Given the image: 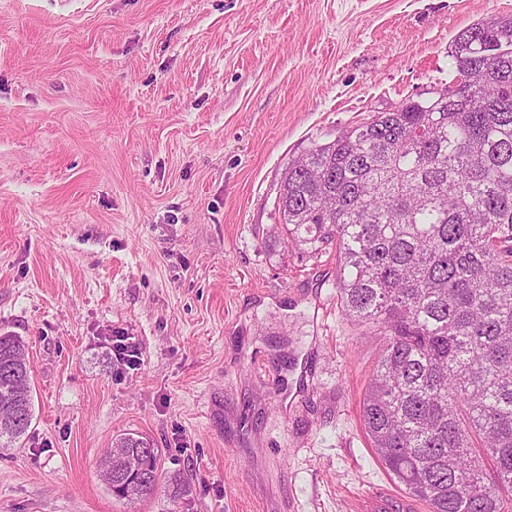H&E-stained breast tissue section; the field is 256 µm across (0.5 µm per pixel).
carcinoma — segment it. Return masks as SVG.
<instances>
[{
	"mask_svg": "<svg viewBox=\"0 0 512 512\" xmlns=\"http://www.w3.org/2000/svg\"><path fill=\"white\" fill-rule=\"evenodd\" d=\"M462 82L315 143L288 167L278 211L296 248H336L344 314L376 328L362 425L390 477L431 512H512V16L452 45ZM26 343L0 335V452L31 425ZM159 451L114 439L103 477Z\"/></svg>",
	"mask_w": 512,
	"mask_h": 512,
	"instance_id": "1",
	"label": "carcinoma"
}]
</instances>
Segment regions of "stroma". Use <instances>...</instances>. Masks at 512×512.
I'll return each mask as SVG.
<instances>
[{
	"mask_svg": "<svg viewBox=\"0 0 512 512\" xmlns=\"http://www.w3.org/2000/svg\"><path fill=\"white\" fill-rule=\"evenodd\" d=\"M512 0H0V334L33 418L0 512H351L400 493L362 425L377 359L336 255L280 227L313 142L451 85ZM124 340L137 356L116 355ZM151 439L129 504L100 463ZM192 479L170 503L165 479ZM141 448H150V450L144 452L141 451ZM122 454H125L127 459L129 457L133 458L137 470L146 469L150 471L153 474L154 483L136 492H130L124 485V481L112 480V473L109 470L110 467L112 468L111 458H117ZM159 463L158 448H154L153 444H150V441L145 437L126 433L114 439L112 448L104 456L101 466L104 480L112 495L119 500L134 503L154 493L159 479ZM148 471L140 473L138 482L132 485L134 488L141 485L145 486L151 482L152 476Z\"/></svg>",
	"mask_w": 512,
	"mask_h": 512,
	"instance_id": "stroma-1",
	"label": "stroma"
}]
</instances>
